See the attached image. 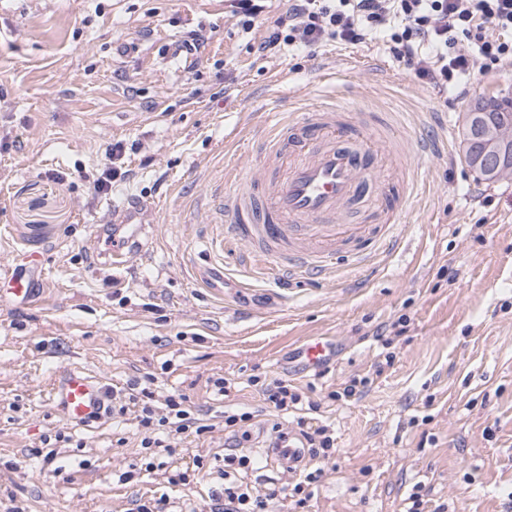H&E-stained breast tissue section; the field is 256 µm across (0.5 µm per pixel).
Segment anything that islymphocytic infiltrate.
<instances>
[{
    "label": "lymphocytic infiltrate",
    "mask_w": 512,
    "mask_h": 512,
    "mask_svg": "<svg viewBox=\"0 0 512 512\" xmlns=\"http://www.w3.org/2000/svg\"><path fill=\"white\" fill-rule=\"evenodd\" d=\"M385 39L393 57L415 77L440 90L467 84L477 71L512 63V0H289L285 16L275 20L256 50L272 55L282 46L314 49L333 41L364 46L376 38ZM267 408L287 412L306 405L308 415L297 424L312 457L323 459L334 444L327 425L312 423L309 414L318 404L307 401L298 387L282 379L261 383ZM129 401L141 403L140 424L144 429L162 428L160 438H144L143 448H170L171 442L188 431L203 433L182 394L169 395L165 414H157L147 389L129 393ZM256 412L227 411L224 414V512H273L279 499L294 496L301 512L309 495L305 488L316 483L321 471L307 473L294 486H276L258 492L244 485L238 475L254 467L250 456L239 449L251 439Z\"/></svg>",
    "instance_id": "1"
}]
</instances>
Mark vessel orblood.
<instances>
[{
  "label": "vessel or blood",
  "instance_id": "obj_1",
  "mask_svg": "<svg viewBox=\"0 0 512 512\" xmlns=\"http://www.w3.org/2000/svg\"><path fill=\"white\" fill-rule=\"evenodd\" d=\"M352 106L326 104L302 109L275 124L263 138L261 169L237 189L216 186L211 200L217 212L211 249L225 237L244 241L251 256L278 259V279L323 276L343 246H350L355 267L372 253L394 248L403 227L398 214L419 184L407 160L424 151L420 140L391 134L389 117L377 115L372 127L353 121ZM400 172L385 180V166ZM33 288L13 267L0 268V302L24 307ZM336 353L324 337L307 340L297 350L302 369L323 371ZM58 411L75 423L105 416L112 389L101 379L62 371L53 385ZM270 462L298 472L310 456L295 434L268 448Z\"/></svg>",
  "mask_w": 512,
  "mask_h": 512
}]
</instances>
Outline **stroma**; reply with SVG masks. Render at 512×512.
Wrapping results in <instances>:
<instances>
[{"label": "stroma", "instance_id": "1", "mask_svg": "<svg viewBox=\"0 0 512 512\" xmlns=\"http://www.w3.org/2000/svg\"><path fill=\"white\" fill-rule=\"evenodd\" d=\"M287 8L271 0L247 29L228 0H0V267L42 254L36 302L0 304V512H134L160 496L168 512H212L225 453L214 382L235 383V406L262 408L253 374L312 387L333 430L332 454L310 462L323 477L308 512H407L417 485L445 512H512V180H483L458 137L470 100L512 86V65L477 73L448 105L379 40L259 56ZM191 30L205 48L174 55ZM349 57L362 61L344 71L355 107L401 113L431 143L411 161L423 179L401 245L285 288L243 242L207 253L211 185L258 173L266 129L331 102L319 76ZM116 141L132 175L94 194L82 174L104 168ZM131 194L145 204L134 227L118 210ZM95 226L131 252L125 269L89 253ZM391 325L402 335L377 336ZM314 336L335 340V363L289 367ZM67 368L120 395L134 382L160 402L184 394L211 430L157 454L140 446L139 408L67 421L50 398ZM363 377L365 395L342 398ZM276 422L296 428L265 411L245 450L259 491L299 479L261 457Z\"/></svg>", "mask_w": 512, "mask_h": 512}]
</instances>
